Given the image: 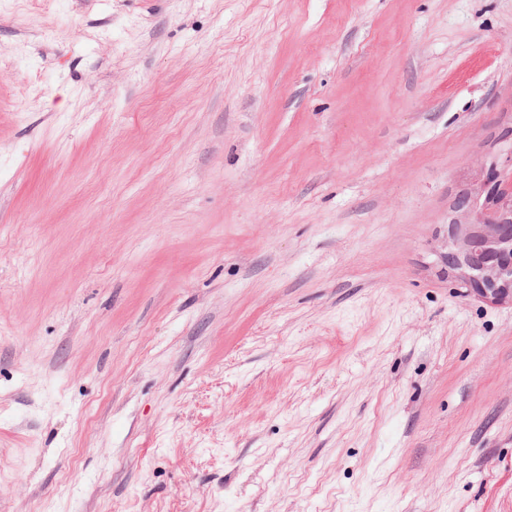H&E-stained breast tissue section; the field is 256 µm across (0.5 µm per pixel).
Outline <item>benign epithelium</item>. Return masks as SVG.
I'll return each mask as SVG.
<instances>
[{
    "label": "benign epithelium",
    "instance_id": "benign-epithelium-1",
    "mask_svg": "<svg viewBox=\"0 0 512 512\" xmlns=\"http://www.w3.org/2000/svg\"><path fill=\"white\" fill-rule=\"evenodd\" d=\"M484 189L491 214L479 218L460 250H450L461 283L486 300L512 299V192L490 176Z\"/></svg>",
    "mask_w": 512,
    "mask_h": 512
}]
</instances>
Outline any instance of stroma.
I'll list each match as a JSON object with an SVG mask.
<instances>
[{
    "label": "stroma",
    "mask_w": 512,
    "mask_h": 512,
    "mask_svg": "<svg viewBox=\"0 0 512 512\" xmlns=\"http://www.w3.org/2000/svg\"><path fill=\"white\" fill-rule=\"evenodd\" d=\"M512 0H0V512H512ZM484 189L491 214L478 218L460 250H448L453 269L462 270L461 283L486 300L512 301V192L494 176Z\"/></svg>",
    "instance_id": "1"
}]
</instances>
